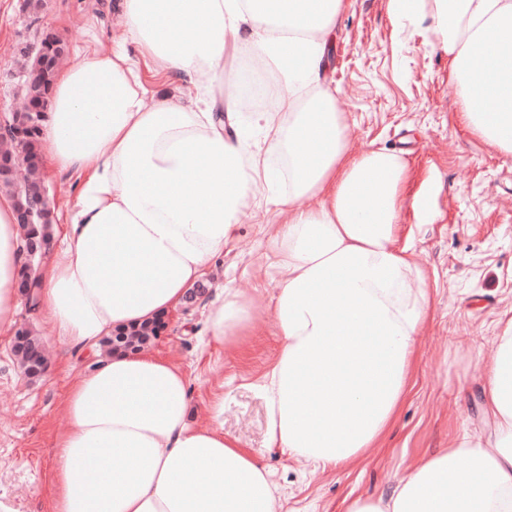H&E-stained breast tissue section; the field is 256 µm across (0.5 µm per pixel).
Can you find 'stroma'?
I'll return each mask as SVG.
<instances>
[{
  "mask_svg": "<svg viewBox=\"0 0 512 512\" xmlns=\"http://www.w3.org/2000/svg\"><path fill=\"white\" fill-rule=\"evenodd\" d=\"M329 76L345 112L355 147L405 152L410 192L430 189L434 218L417 224L412 210L401 220L426 274L434 315L418 338L412 388L384 447L357 463L322 469L266 445L262 400L243 387L274 361L278 338L269 299L265 242L273 221L257 198L224 254L211 265L204 292L169 315L150 353L179 365L194 402L228 385L224 432L259 455L277 488L279 512H345L347 499L387 494L396 475L417 457L447 447L460 430L487 439L482 385L494 339L512 317V156L473 137L454 117L456 93L448 58L435 47L429 21L399 22L387 0H345ZM117 8L105 0H43L30 13L26 0H0V112L19 104L8 70L21 48L40 31L77 45L123 34ZM227 285L253 295L249 336L221 350L201 343L213 288ZM48 349L44 376L20 371L11 339L0 340V507L6 512H52L53 440L69 426L60 402L76 374L94 361L79 358L72 372L59 370L66 341L45 314L22 310Z\"/></svg>",
  "mask_w": 512,
  "mask_h": 512,
  "instance_id": "obj_1",
  "label": "stroma"
}]
</instances>
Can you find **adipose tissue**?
I'll return each instance as SVG.
<instances>
[{"label": "adipose tissue", "mask_w": 512, "mask_h": 512, "mask_svg": "<svg viewBox=\"0 0 512 512\" xmlns=\"http://www.w3.org/2000/svg\"><path fill=\"white\" fill-rule=\"evenodd\" d=\"M124 40L74 47L42 123L47 171L76 194L40 269L37 308L96 355L67 388L54 439L53 512H278L268 473L225 434L224 396L193 423L189 381L157 356L98 357L117 327L169 313L223 253L268 191L267 239L280 347L252 381L267 445L316 466L381 447L410 390L433 298L399 241L409 165L353 149L328 77L344 0H120ZM394 18L430 19L456 88V120L512 155V0H388ZM273 66L278 106L241 125L227 49ZM175 82L146 105L141 58ZM14 201L0 193V335L16 327L24 264ZM251 297L216 288L206 334L249 335ZM487 445L461 433L421 457L387 496L346 512H512V318L488 363Z\"/></svg>", "instance_id": "ef3b65f1"}]
</instances>
